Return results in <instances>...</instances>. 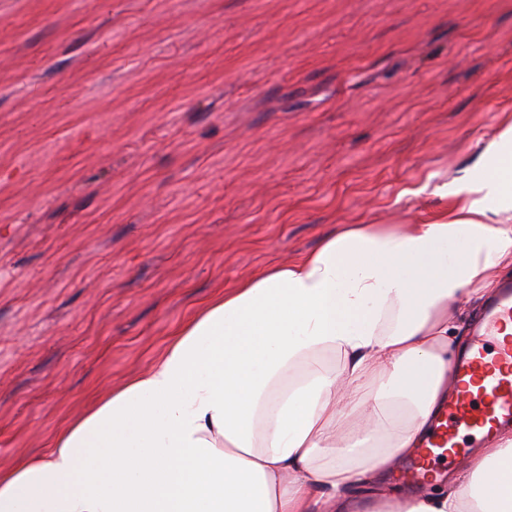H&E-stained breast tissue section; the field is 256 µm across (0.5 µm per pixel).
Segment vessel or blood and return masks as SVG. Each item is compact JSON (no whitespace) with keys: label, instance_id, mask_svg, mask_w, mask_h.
Wrapping results in <instances>:
<instances>
[{"label":"vessel or blood","instance_id":"b4317fda","mask_svg":"<svg viewBox=\"0 0 512 512\" xmlns=\"http://www.w3.org/2000/svg\"><path fill=\"white\" fill-rule=\"evenodd\" d=\"M507 323H512V283L497 290L466 355L450 371L456 396L427 437L423 462L403 470L411 490L423 489L440 464H463L467 447H481L500 428L512 426V339L499 337Z\"/></svg>","mask_w":512,"mask_h":512}]
</instances>
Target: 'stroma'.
<instances>
[{
	"label": "stroma",
	"instance_id": "35a3bbf8",
	"mask_svg": "<svg viewBox=\"0 0 512 512\" xmlns=\"http://www.w3.org/2000/svg\"><path fill=\"white\" fill-rule=\"evenodd\" d=\"M507 112L512 0H0V470Z\"/></svg>",
	"mask_w": 512,
	"mask_h": 512
}]
</instances>
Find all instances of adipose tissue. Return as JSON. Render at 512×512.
I'll use <instances>...</instances> for the list:
<instances>
[{
    "label": "adipose tissue",
    "mask_w": 512,
    "mask_h": 512,
    "mask_svg": "<svg viewBox=\"0 0 512 512\" xmlns=\"http://www.w3.org/2000/svg\"><path fill=\"white\" fill-rule=\"evenodd\" d=\"M434 193L428 221L340 225L212 298L49 453L0 471V512H351L355 488L381 491L454 395V318L512 268L511 114ZM378 512H512V431Z\"/></svg>",
    "instance_id": "obj_1"
}]
</instances>
